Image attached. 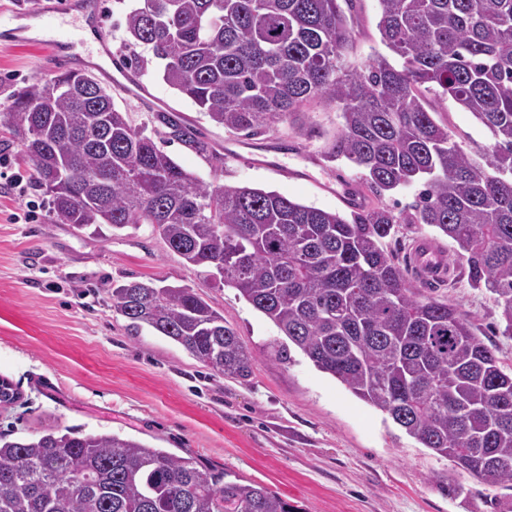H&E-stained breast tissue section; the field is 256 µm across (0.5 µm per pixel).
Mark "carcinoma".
Wrapping results in <instances>:
<instances>
[{
  "label": "carcinoma",
  "mask_w": 512,
  "mask_h": 512,
  "mask_svg": "<svg viewBox=\"0 0 512 512\" xmlns=\"http://www.w3.org/2000/svg\"><path fill=\"white\" fill-rule=\"evenodd\" d=\"M389 55L355 67L338 0H136L129 44L209 119L251 139L302 105L338 107L325 158L361 169L378 199L347 218L276 191L201 181L136 127L92 74L18 91L0 126L32 164L33 185L78 229L149 224L169 249L209 269L289 345L423 447L491 487L512 488V373L457 308L423 297L380 247L397 224L458 243L471 287L495 296L512 337V0H378ZM441 89L492 134L466 151L424 106ZM156 121L200 154L173 112ZM421 186L399 213L383 198ZM114 310L245 380L253 357L191 288L132 281ZM0 512H293L269 488L118 434L48 425L0 435Z\"/></svg>",
  "instance_id": "obj_1"
}]
</instances>
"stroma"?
I'll use <instances>...</instances> for the list:
<instances>
[{
    "instance_id": "35a3bbf8",
    "label": "stroma",
    "mask_w": 512,
    "mask_h": 512,
    "mask_svg": "<svg viewBox=\"0 0 512 512\" xmlns=\"http://www.w3.org/2000/svg\"><path fill=\"white\" fill-rule=\"evenodd\" d=\"M341 7L353 33L348 64L360 66L384 52L378 0H343ZM56 73L46 46L0 45V110L18 90ZM140 78L151 101L113 92L133 125L154 130L156 112H177L223 152L231 133L168 85L156 62ZM425 107L465 149L491 143L488 129L452 97L426 93ZM341 126L335 105L303 106L288 122L254 137L257 145L283 146L268 154L265 167L206 158L161 133L154 140L205 183L274 190L347 215L351 209L335 190L344 183L363 192L359 171L324 158ZM0 157L9 160L0 175V379L21 394L0 406V433L31 438L49 425L114 432L265 485L296 512H491L493 497L512 512L511 489L485 485L424 448L298 349L285 364L271 357L277 327L234 289L169 251L150 225L114 230L104 224L95 231L62 223L49 195L13 188L11 175L27 180L32 172L18 147L0 144ZM281 165L308 176L284 177ZM420 236L444 246L457 274L437 288L419 285V293L457 306L511 370L512 338L502 333L495 299L459 273L453 240L424 224H399L383 247L404 265ZM148 279L191 288L218 310L253 354L251 376L241 381L213 374L152 329L131 331L107 291ZM452 484L461 486L460 495L449 494Z\"/></svg>"
}]
</instances>
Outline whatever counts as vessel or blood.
<instances>
[{
	"instance_id": "b4317fda",
	"label": "vessel or blood",
	"mask_w": 512,
	"mask_h": 512,
	"mask_svg": "<svg viewBox=\"0 0 512 512\" xmlns=\"http://www.w3.org/2000/svg\"><path fill=\"white\" fill-rule=\"evenodd\" d=\"M74 10L80 12L86 20L97 27L96 53L98 56L109 59L115 66L116 74L125 78V93L133 98L146 93L147 88L139 78L121 67V54L112 50L108 39L100 32L103 18L101 0H59L58 4L47 5L37 11L36 17L40 25L50 33L44 44L49 49L57 68L64 71L71 66V59L67 53L70 45L69 35L60 28L58 20L62 15ZM411 267L419 282L424 284L447 279L452 273L444 249L437 242L426 237L416 239L413 243Z\"/></svg>"
}]
</instances>
